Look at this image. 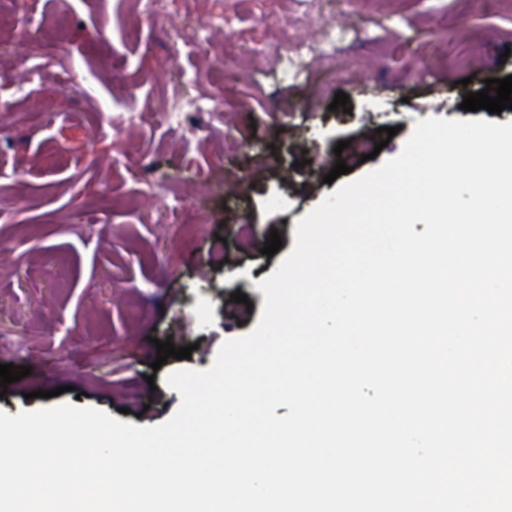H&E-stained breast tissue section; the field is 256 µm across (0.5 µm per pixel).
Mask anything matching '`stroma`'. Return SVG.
I'll list each match as a JSON object with an SVG mask.
<instances>
[{
  "label": "stroma",
  "instance_id": "35a3bbf8",
  "mask_svg": "<svg viewBox=\"0 0 512 512\" xmlns=\"http://www.w3.org/2000/svg\"><path fill=\"white\" fill-rule=\"evenodd\" d=\"M357 28L325 70L292 80L277 54L306 0H0V364L30 368L0 411L60 403L153 426L178 409L165 378L214 362L224 340L251 332L295 226L335 186L338 142L382 143L339 183L397 157L417 120L512 122V110H461L488 78L512 75V6L499 0H323ZM182 28L169 51L157 17ZM112 30L125 82L103 67L96 30ZM464 68L448 56L473 35ZM61 44L56 60L42 41ZM347 110L332 109L336 93ZM196 101L181 126L165 112ZM45 113L32 127L24 113ZM395 128L383 142L380 128ZM283 196L274 211L267 199ZM283 241L262 255L271 231ZM246 294L247 303L232 300ZM206 300L207 319L188 310ZM193 345L154 368L156 344Z\"/></svg>",
  "mask_w": 512,
  "mask_h": 512
}]
</instances>
